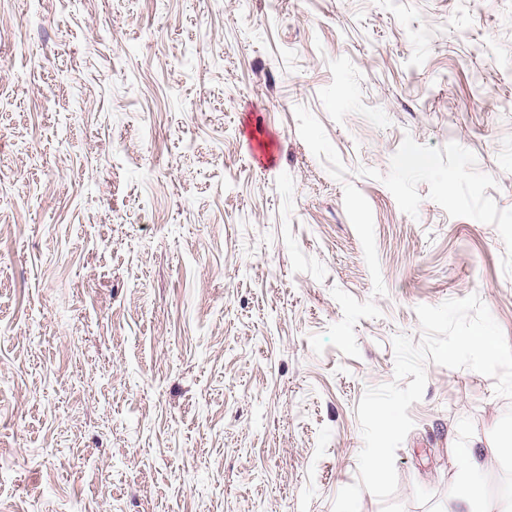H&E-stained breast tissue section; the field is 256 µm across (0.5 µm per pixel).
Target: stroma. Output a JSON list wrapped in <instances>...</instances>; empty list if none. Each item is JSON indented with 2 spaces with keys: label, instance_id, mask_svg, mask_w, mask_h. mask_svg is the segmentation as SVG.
<instances>
[{
  "label": "stroma",
  "instance_id": "stroma-1",
  "mask_svg": "<svg viewBox=\"0 0 512 512\" xmlns=\"http://www.w3.org/2000/svg\"><path fill=\"white\" fill-rule=\"evenodd\" d=\"M512 342V0H0V512H332L416 306ZM404 512L512 441L429 362Z\"/></svg>",
  "mask_w": 512,
  "mask_h": 512
}]
</instances>
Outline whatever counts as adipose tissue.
I'll list each match as a JSON object with an SVG mask.
<instances>
[{
    "label": "adipose tissue",
    "mask_w": 512,
    "mask_h": 512,
    "mask_svg": "<svg viewBox=\"0 0 512 512\" xmlns=\"http://www.w3.org/2000/svg\"><path fill=\"white\" fill-rule=\"evenodd\" d=\"M512 458V443L470 452L459 463L460 482L456 495L464 512H512V500L490 499L481 494V481L494 462Z\"/></svg>",
    "instance_id": "adipose-tissue-1"
}]
</instances>
